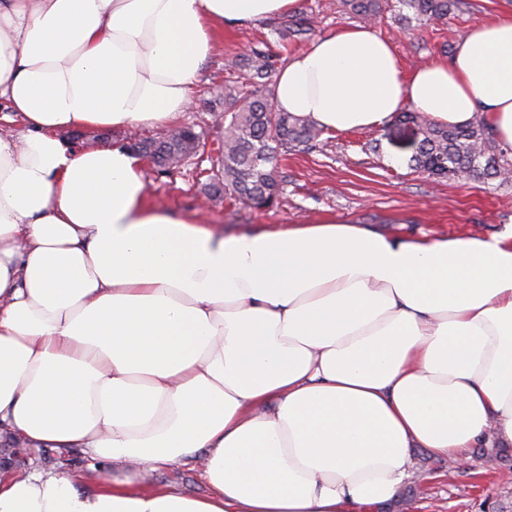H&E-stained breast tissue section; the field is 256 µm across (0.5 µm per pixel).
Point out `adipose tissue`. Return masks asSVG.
<instances>
[{"instance_id": "ef3b65f1", "label": "adipose tissue", "mask_w": 512, "mask_h": 512, "mask_svg": "<svg viewBox=\"0 0 512 512\" xmlns=\"http://www.w3.org/2000/svg\"><path fill=\"white\" fill-rule=\"evenodd\" d=\"M297 0H0V446L79 448L109 472L0 473V512H371L412 451L512 447V234L357 224L224 236L147 200L126 148L73 129L167 128L225 25ZM281 111L331 130L404 105L484 114L512 152V12L404 74L371 26L291 57ZM195 460L211 493L152 489Z\"/></svg>"}]
</instances>
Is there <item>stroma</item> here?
Here are the masks:
<instances>
[{"label":"stroma","instance_id":"35a3bbf8","mask_svg":"<svg viewBox=\"0 0 512 512\" xmlns=\"http://www.w3.org/2000/svg\"><path fill=\"white\" fill-rule=\"evenodd\" d=\"M382 20L375 27L394 47L404 71L448 59L464 32L503 10L512 0H465L444 22L421 24L412 20L403 28L394 20L398 0H384ZM312 20L320 38L354 25L341 0H298L292 13L254 24L225 29L216 51L202 66V79L193 102L179 120L209 145H217L223 127L215 121L211 102L223 94L227 59L248 52L256 40H265L269 53L288 61L301 52L298 44L284 45L278 26L296 19ZM158 129L141 128L136 135L111 129L69 130L63 137L76 150L121 145L131 138L156 139ZM410 130L399 119L372 128L329 132L323 146L289 152L281 162L284 176L279 201L263 210L230 203L202 208L200 174L212 160L202 154L187 159L180 169L164 174L144 164L150 201L176 214L199 213L206 223L231 234L253 233L279 224L335 221L359 224L392 235L497 237L512 231V182L439 178L416 170ZM415 477L398 496L374 512H498L512 507V449L487 445L471 449L466 462L413 451ZM89 456L76 448H47L21 455L0 450V471L25 473L35 468L62 474L87 470ZM151 480L174 485L184 494L201 498L210 488L200 470L187 461L155 472Z\"/></svg>","mask_w":512,"mask_h":512}]
</instances>
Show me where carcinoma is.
<instances>
[{
  "mask_svg": "<svg viewBox=\"0 0 512 512\" xmlns=\"http://www.w3.org/2000/svg\"><path fill=\"white\" fill-rule=\"evenodd\" d=\"M398 3L431 23L447 19L463 0H398ZM344 4L351 14L364 20L380 17L379 0H344ZM311 31L309 22L299 20L288 27L287 38L302 42ZM262 45L263 42H256L245 57L226 65L234 84L245 82L252 90L238 96L234 94L233 84L224 85V102L233 101L237 106L219 142V169L202 184L206 195L215 201L230 200L257 209L274 205L281 193L279 152L300 146L314 149L322 144V136L326 134L316 123L277 108L273 92L263 82L275 61ZM401 118L420 128V140L413 156L416 167L438 177L498 179L502 184L512 179V162L496 152L494 136L484 121L456 127L437 124L429 116L414 112H404ZM194 148L195 140L189 130L171 139L143 141L140 151L152 152L156 166L167 171Z\"/></svg>",
  "mask_w": 512,
  "mask_h": 512,
  "instance_id": "carcinoma-1",
  "label": "carcinoma"
}]
</instances>
